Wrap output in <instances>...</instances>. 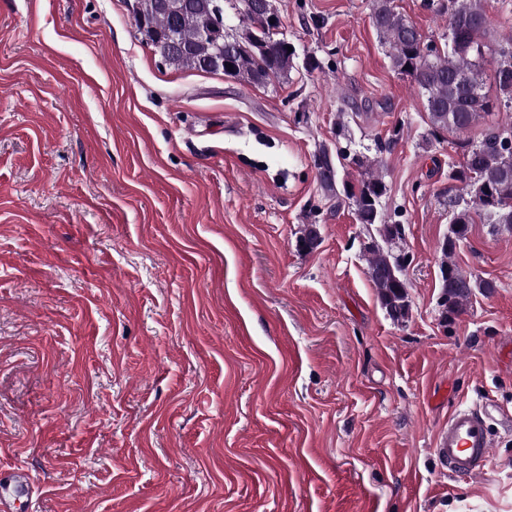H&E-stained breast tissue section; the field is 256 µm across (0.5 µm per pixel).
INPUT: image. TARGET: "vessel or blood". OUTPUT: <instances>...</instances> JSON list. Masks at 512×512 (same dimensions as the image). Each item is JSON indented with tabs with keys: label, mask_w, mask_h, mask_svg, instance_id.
Returning <instances> with one entry per match:
<instances>
[{
	"label": "vessel or blood",
	"mask_w": 512,
	"mask_h": 512,
	"mask_svg": "<svg viewBox=\"0 0 512 512\" xmlns=\"http://www.w3.org/2000/svg\"><path fill=\"white\" fill-rule=\"evenodd\" d=\"M495 422L512 425V412L490 400L479 406L455 407L448 415L447 424L436 433V456L456 473L479 477L490 460V426ZM31 482L32 477L24 468H0V512H14Z\"/></svg>",
	"instance_id": "obj_1"
}]
</instances>
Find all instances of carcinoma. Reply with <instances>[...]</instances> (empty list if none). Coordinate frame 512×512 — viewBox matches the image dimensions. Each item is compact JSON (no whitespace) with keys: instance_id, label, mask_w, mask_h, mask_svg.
<instances>
[{"instance_id":"1","label":"carcinoma","mask_w":512,"mask_h":512,"mask_svg":"<svg viewBox=\"0 0 512 512\" xmlns=\"http://www.w3.org/2000/svg\"><path fill=\"white\" fill-rule=\"evenodd\" d=\"M243 19L234 32L214 28L213 0H135L134 22L142 41L152 47L170 44L162 62L176 70L222 72L252 85H266L288 77L294 68V53L284 50L277 38L279 16L271 0H239ZM428 6L445 18L444 47L430 48L421 33L397 10L394 0H371L370 18L381 43L390 49L394 70L412 79L425 97L431 135L443 132L463 134L494 112L508 113L507 120L490 125L482 138L466 145L463 161L451 168L448 191L470 196L461 202L449 197L452 209L450 232L440 248L442 319L464 311L473 289L493 288L463 272L453 257L458 241L474 223V215L495 227H512V156L507 158L497 140L512 133V46L488 40V12L491 0H429ZM233 65L212 68L216 61ZM347 158L319 149L314 166L321 187L336 198L352 201L358 223L375 227L382 243L364 246L371 280L381 305L395 319L409 310L408 284L404 278L407 260L384 244L402 238L404 227L390 224L381 212L386 193L378 160L356 155L351 163L364 169L356 186L338 190V167L334 158Z\"/></svg>"}]
</instances>
